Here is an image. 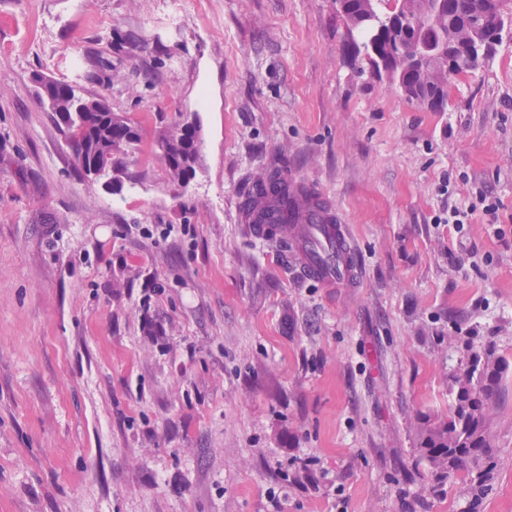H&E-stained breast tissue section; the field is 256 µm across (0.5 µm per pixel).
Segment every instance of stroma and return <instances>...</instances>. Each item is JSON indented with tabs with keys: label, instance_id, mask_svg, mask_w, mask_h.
<instances>
[{
	"label": "stroma",
	"instance_id": "35a3bbf8",
	"mask_svg": "<svg viewBox=\"0 0 512 512\" xmlns=\"http://www.w3.org/2000/svg\"><path fill=\"white\" fill-rule=\"evenodd\" d=\"M170 2L0 0V512H512V372L483 493L417 452L473 352L512 360V33L430 112L355 60L336 0ZM37 74L137 130L119 189ZM188 116L183 185L154 138ZM278 169L351 227L359 287L241 224ZM480 192L497 223H445Z\"/></svg>",
	"mask_w": 512,
	"mask_h": 512
}]
</instances>
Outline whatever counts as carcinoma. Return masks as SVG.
I'll list each match as a JSON object with an SVG mask.
<instances>
[{
	"label": "carcinoma",
	"instance_id": "carcinoma-1",
	"mask_svg": "<svg viewBox=\"0 0 512 512\" xmlns=\"http://www.w3.org/2000/svg\"><path fill=\"white\" fill-rule=\"evenodd\" d=\"M508 0H400L403 17L422 21L421 26L393 24L383 32L361 27L359 12L363 0H343L341 16L350 29L364 37L363 47L356 53L368 55L369 60L383 63L385 78L409 100L429 109L442 112L448 99V87L457 76L448 71L452 45L473 40L476 36L469 15L485 11L493 16L494 28L503 32L512 25V17L504 11ZM100 113L104 122L115 125L112 137L119 144L112 152V180L119 179L121 155L138 140L136 130L122 117L112 113L108 102ZM68 143L77 166L84 168L96 162L94 152L84 149L75 130L67 131ZM156 144L163 158L171 159L168 168L178 180L186 169H196L201 160L202 144L189 119L158 132ZM254 189L260 197L282 204L295 195L294 189L278 172L258 178ZM478 385L456 376L453 386V405L448 418L425 422L421 427L418 452L431 468L434 479L442 482L451 475H476L474 491L481 492L489 477L496 449L491 431L492 420L487 405L498 399L509 360L498 354L493 344L472 356Z\"/></svg>",
	"mask_w": 512,
	"mask_h": 512
}]
</instances>
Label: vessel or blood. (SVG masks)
Listing matches in <instances>:
<instances>
[{"instance_id": "b4317fda", "label": "vessel or blood", "mask_w": 512, "mask_h": 512, "mask_svg": "<svg viewBox=\"0 0 512 512\" xmlns=\"http://www.w3.org/2000/svg\"><path fill=\"white\" fill-rule=\"evenodd\" d=\"M242 219L257 238L285 237L306 278L331 288L356 280L359 261L349 228L336 223L331 211L303 200L291 210L260 199L243 210Z\"/></svg>"}]
</instances>
